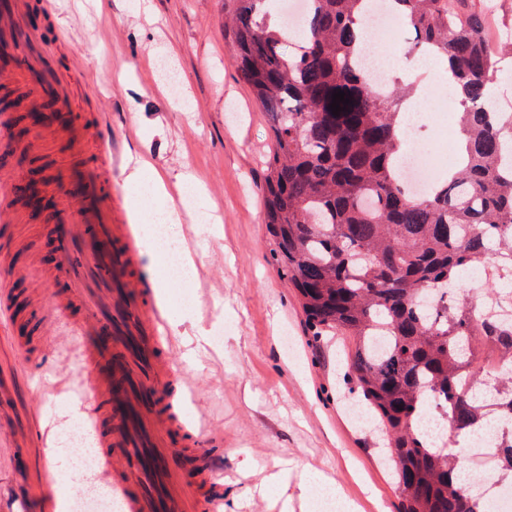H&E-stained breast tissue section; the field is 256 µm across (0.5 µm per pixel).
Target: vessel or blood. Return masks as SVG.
I'll use <instances>...</instances> for the list:
<instances>
[{"label": "vessel or blood", "mask_w": 512, "mask_h": 512, "mask_svg": "<svg viewBox=\"0 0 512 512\" xmlns=\"http://www.w3.org/2000/svg\"><path fill=\"white\" fill-rule=\"evenodd\" d=\"M25 0H0V52L7 71L31 84L37 95L65 112L75 92L53 53L26 26ZM58 179L81 200L74 215L55 216L57 280L66 302L56 321L76 340L88 372L87 394L102 467L89 477L118 494L122 512H196L197 486L181 478L174 448L196 447L200 434L187 427L164 388L170 376L160 354L167 338L154 304L151 280L139 261L132 229L119 207L106 203L112 186V151L98 147L89 162L59 171ZM84 301L86 315L73 317L66 303Z\"/></svg>", "instance_id": "b4317fda"}]
</instances>
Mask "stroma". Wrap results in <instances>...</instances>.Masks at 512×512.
I'll list each match as a JSON object with an SVG mask.
<instances>
[{
  "label": "stroma",
  "mask_w": 512,
  "mask_h": 512,
  "mask_svg": "<svg viewBox=\"0 0 512 512\" xmlns=\"http://www.w3.org/2000/svg\"><path fill=\"white\" fill-rule=\"evenodd\" d=\"M67 28L60 66L79 63L83 109L57 112L52 100H35L30 87L0 78V96L20 99L12 128L28 125L27 111L56 112L48 128L29 132L30 160L45 187L56 171L82 164L88 146L70 137L92 114L112 125L89 131L88 145L111 144L125 157L141 153L166 173L172 198L191 169L201 196L191 197L177 226L193 269L170 283L172 347L162 356L191 390L178 405L181 420L206 417L221 443L219 455L185 449L199 469L224 466L225 482L242 496L236 512H317L322 484L338 488L357 512H399L394 481L381 463L376 439L350 414L353 385L342 343L311 335L294 289L274 259L264 224V161L271 124L241 80L224 16L231 0H55ZM440 100L419 110L430 138L440 123L457 141L456 100L434 70L424 75ZM14 233L0 227V248L28 268L9 279L10 298L23 309L13 327L25 334L0 341V512H56L63 487L51 456L57 421L82 412L66 403L80 375L72 370L67 335L50 331L56 287L44 273L56 260L47 216L33 217L15 200ZM216 342L200 364L182 355L200 333Z\"/></svg>",
  "instance_id": "stroma-1"
}]
</instances>
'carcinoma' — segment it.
I'll return each instance as SVG.
<instances>
[{"instance_id": "obj_1", "label": "carcinoma", "mask_w": 512, "mask_h": 512, "mask_svg": "<svg viewBox=\"0 0 512 512\" xmlns=\"http://www.w3.org/2000/svg\"><path fill=\"white\" fill-rule=\"evenodd\" d=\"M301 38L267 0H234L238 72L271 120L265 224L309 331L349 340L358 403L389 448L402 512H478L453 444L512 414V322L484 318L459 290L484 267V302L512 284V113L484 105L512 46L486 45L476 0H390L411 50L448 62L463 99L465 151L422 198L398 179V98L368 88L360 62L367 0H308ZM349 104L332 114V94ZM512 474V434L499 448Z\"/></svg>"}]
</instances>
